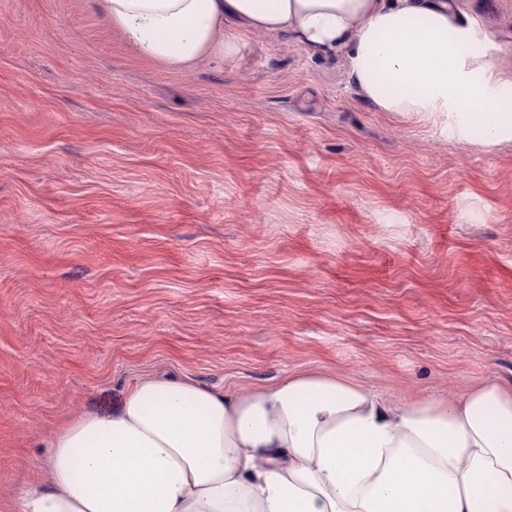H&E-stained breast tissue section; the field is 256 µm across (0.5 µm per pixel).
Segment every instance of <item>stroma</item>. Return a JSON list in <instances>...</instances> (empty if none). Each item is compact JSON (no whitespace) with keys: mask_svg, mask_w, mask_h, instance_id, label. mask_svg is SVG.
<instances>
[{"mask_svg":"<svg viewBox=\"0 0 512 512\" xmlns=\"http://www.w3.org/2000/svg\"><path fill=\"white\" fill-rule=\"evenodd\" d=\"M512 77V0H456ZM512 383V140L379 111L343 54L242 34L177 71L94 0H0V512L142 377Z\"/></svg>","mask_w":512,"mask_h":512,"instance_id":"obj_1","label":"stroma"}]
</instances>
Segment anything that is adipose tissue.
<instances>
[{
    "mask_svg": "<svg viewBox=\"0 0 512 512\" xmlns=\"http://www.w3.org/2000/svg\"><path fill=\"white\" fill-rule=\"evenodd\" d=\"M139 56L176 70L232 57L238 34L344 51L380 111L446 119L459 138L512 136V79L470 52L451 0H95ZM20 512H512V384L393 402L301 371L215 391L142 379L112 414L50 444Z\"/></svg>",
    "mask_w": 512,
    "mask_h": 512,
    "instance_id": "1",
    "label": "adipose tissue"
}]
</instances>
